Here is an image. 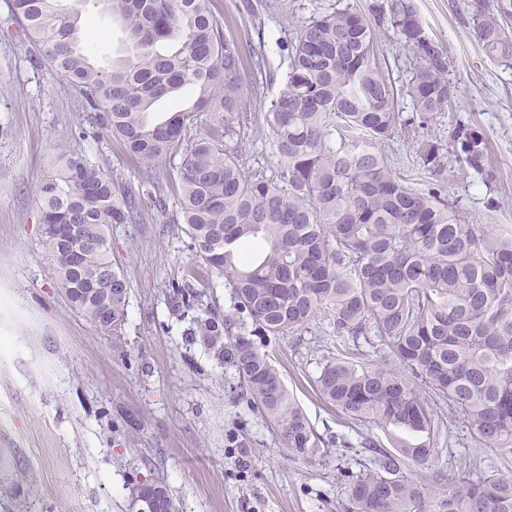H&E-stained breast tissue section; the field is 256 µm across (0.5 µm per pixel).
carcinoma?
<instances>
[{"mask_svg":"<svg viewBox=\"0 0 512 512\" xmlns=\"http://www.w3.org/2000/svg\"><path fill=\"white\" fill-rule=\"evenodd\" d=\"M59 0H12V12L43 60L78 89L126 152L151 171L181 154L180 220L190 248L229 288L248 335L206 310L188 335L219 364L235 368L250 404L278 433L288 460L323 441L266 352L267 337L294 336L318 314L331 320L336 352L319 362L322 397L353 420L415 434L387 449L371 436L340 447L367 461L342 473L348 512H512V471L476 473L460 460L411 477L426 465L443 428L465 423L475 445L512 462V234L470 224L443 189H418L399 177L381 145L399 125L424 127L452 109L447 52L427 33L408 0H392L370 22L359 9L311 16L288 46V79L266 124L280 171L248 173L238 141L242 66L237 44L214 17L213 0H105L118 15L130 57L108 71L81 45L86 21ZM485 54L512 65V0H466ZM389 22L414 52L405 94L412 115L396 112L398 89L378 54L373 24ZM182 93L190 109L151 118L153 106ZM200 112H223L224 126L188 129ZM460 162L484 170L485 144L458 129ZM57 173L40 188L43 245L75 309L96 321L112 312V334L126 322L129 286L112 263L107 232L138 219L118 201L112 179L87 158L59 151ZM423 169L441 166L440 143L418 148ZM82 224L91 240L73 261L64 225ZM260 240L258 254L241 250ZM112 280V300L98 292ZM176 285L175 307L200 301ZM391 356L357 361L369 335Z\"/></svg>","mask_w":512,"mask_h":512,"instance_id":"cac0c4a2","label":"carcinoma"}]
</instances>
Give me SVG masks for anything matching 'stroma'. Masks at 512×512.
Listing matches in <instances>:
<instances>
[{
  "instance_id": "obj_1",
  "label": "stroma",
  "mask_w": 512,
  "mask_h": 512,
  "mask_svg": "<svg viewBox=\"0 0 512 512\" xmlns=\"http://www.w3.org/2000/svg\"><path fill=\"white\" fill-rule=\"evenodd\" d=\"M382 0H298L295 15L254 16L244 0H213V13L243 56V159L275 177L278 158L258 124L282 91L287 47L317 7L371 13ZM429 35L446 49L456 89L451 112L386 144L403 177L436 184L473 224L512 231V66L488 57L473 36L465 0H410ZM87 19L84 47L100 68L128 56L126 35L104 0H60ZM397 85L415 62L391 26L376 30ZM479 130L484 172L461 166L454 134ZM436 139L443 166L421 169L417 148ZM84 155L131 197L139 221L108 232L112 260L129 285L120 335L95 328L70 304L42 244L39 186L54 176L60 146ZM179 154L156 167L164 210L147 203L140 164L100 124L78 90L23 43L9 0H0V512H130L141 480L166 484L177 512H344L343 470L354 455L336 437L381 436L320 396L319 360L336 338L325 317L294 336L269 337L267 350L289 392L325 446L286 460L253 410L235 369L218 365L185 331L195 309L174 311V284L204 292L218 317L233 315L229 289L212 285L189 250L179 209ZM248 445H228L231 433Z\"/></svg>"
}]
</instances>
